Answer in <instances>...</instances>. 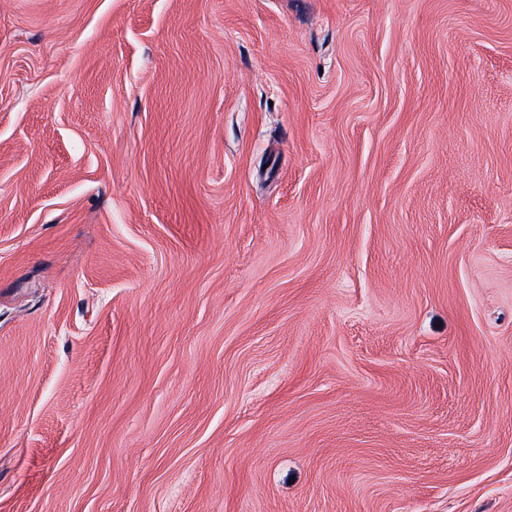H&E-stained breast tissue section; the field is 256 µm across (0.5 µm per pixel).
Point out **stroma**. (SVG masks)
I'll list each match as a JSON object with an SVG mask.
<instances>
[{"label":"stroma","instance_id":"1","mask_svg":"<svg viewBox=\"0 0 512 512\" xmlns=\"http://www.w3.org/2000/svg\"><path fill=\"white\" fill-rule=\"evenodd\" d=\"M0 512H512V0H0Z\"/></svg>","mask_w":512,"mask_h":512}]
</instances>
